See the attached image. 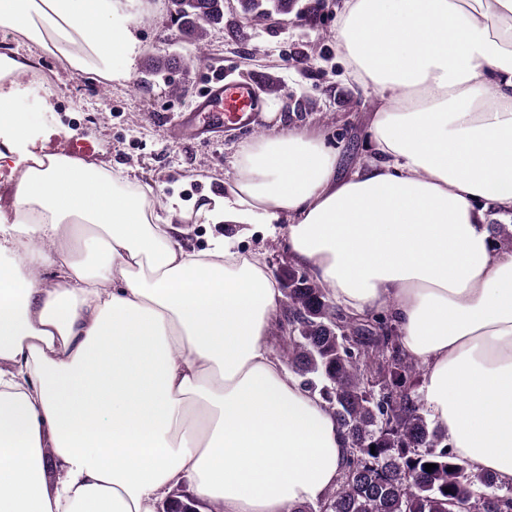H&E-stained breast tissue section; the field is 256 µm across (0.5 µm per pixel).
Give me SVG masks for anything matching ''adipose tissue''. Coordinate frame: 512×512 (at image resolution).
Instances as JSON below:
<instances>
[{
    "label": "adipose tissue",
    "instance_id": "obj_1",
    "mask_svg": "<svg viewBox=\"0 0 512 512\" xmlns=\"http://www.w3.org/2000/svg\"><path fill=\"white\" fill-rule=\"evenodd\" d=\"M0 138L34 120L16 85L43 55L124 77L114 0H0ZM343 75L373 90L372 154L337 179L306 129L242 143L210 218L283 234L345 313L387 312L426 367L430 419L467 469L512 485V0H343ZM0 265V512H295L336 484L349 440L267 346L281 290L232 238L183 244L179 199L124 170L28 152ZM56 281L47 285L45 270Z\"/></svg>",
    "mask_w": 512,
    "mask_h": 512
}]
</instances>
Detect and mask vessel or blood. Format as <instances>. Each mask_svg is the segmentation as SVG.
<instances>
[{
	"label": "vessel or blood",
	"instance_id": "obj_1",
	"mask_svg": "<svg viewBox=\"0 0 512 512\" xmlns=\"http://www.w3.org/2000/svg\"><path fill=\"white\" fill-rule=\"evenodd\" d=\"M265 104L246 84L215 77L207 88L198 112L208 113L214 126H247L257 122Z\"/></svg>",
	"mask_w": 512,
	"mask_h": 512
}]
</instances>
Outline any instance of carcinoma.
I'll return each mask as SVG.
<instances>
[{
  "label": "carcinoma",
  "mask_w": 512,
  "mask_h": 512,
  "mask_svg": "<svg viewBox=\"0 0 512 512\" xmlns=\"http://www.w3.org/2000/svg\"><path fill=\"white\" fill-rule=\"evenodd\" d=\"M171 4L189 42L224 17V0ZM286 298L288 313L302 316L284 350L288 365L349 438L344 469L318 512H512V486L467 471L446 431L428 422L414 390L424 367L389 319L338 312L308 275L288 274ZM427 464L436 468L427 472Z\"/></svg>",
  "instance_id": "1"
}]
</instances>
